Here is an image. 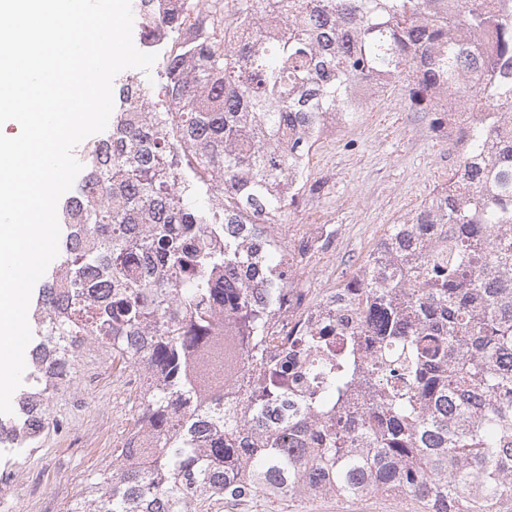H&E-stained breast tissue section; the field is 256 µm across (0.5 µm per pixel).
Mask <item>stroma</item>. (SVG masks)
<instances>
[{
  "instance_id": "stroma-1",
  "label": "stroma",
  "mask_w": 512,
  "mask_h": 512,
  "mask_svg": "<svg viewBox=\"0 0 512 512\" xmlns=\"http://www.w3.org/2000/svg\"><path fill=\"white\" fill-rule=\"evenodd\" d=\"M456 158L428 112L410 111L400 88L376 97L357 123L321 139L310 156L305 192L282 218L287 249L301 238L321 240L310 261L297 266L292 282L306 302L335 287L358 269L386 225L403 220L448 180ZM112 366L101 371L99 391L86 394L83 424L112 421ZM109 442L60 445L50 439L27 463L0 451V469L16 470L13 500L22 512H44L28 495L27 476L38 473L44 495L76 497L90 479L107 473ZM281 512H412L408 501L380 495L368 501L301 497Z\"/></svg>"
}]
</instances>
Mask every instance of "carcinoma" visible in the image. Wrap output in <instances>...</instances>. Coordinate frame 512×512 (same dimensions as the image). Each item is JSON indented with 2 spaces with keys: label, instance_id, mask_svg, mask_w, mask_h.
I'll return each mask as SVG.
<instances>
[{
  "label": "carcinoma",
  "instance_id": "obj_1",
  "mask_svg": "<svg viewBox=\"0 0 512 512\" xmlns=\"http://www.w3.org/2000/svg\"><path fill=\"white\" fill-rule=\"evenodd\" d=\"M437 2L240 0L231 32L210 0L200 37L162 59L160 89L116 83L112 124L57 205L27 351L54 338L52 365L105 343L123 366L142 341L159 383L140 428L157 448L137 468L112 454L69 512H215L264 491L512 512V0ZM137 9L148 49L186 20L172 0ZM375 79L433 114L458 165L332 289L333 314L301 312L287 331L294 265L314 247L288 262L232 225L278 223L323 122H357L350 87ZM220 310L255 371L235 414L197 394L192 369Z\"/></svg>",
  "mask_w": 512,
  "mask_h": 512
}]
</instances>
